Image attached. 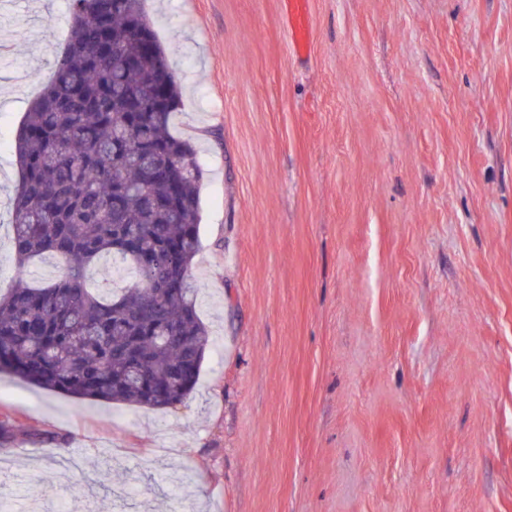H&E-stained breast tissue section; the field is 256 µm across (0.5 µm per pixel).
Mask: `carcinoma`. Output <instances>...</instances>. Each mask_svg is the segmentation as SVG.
Returning <instances> with one entry per match:
<instances>
[{
  "label": "carcinoma",
  "mask_w": 512,
  "mask_h": 512,
  "mask_svg": "<svg viewBox=\"0 0 512 512\" xmlns=\"http://www.w3.org/2000/svg\"><path fill=\"white\" fill-rule=\"evenodd\" d=\"M143 2L68 0L65 47L17 129L19 284L0 292V373L166 409L195 388L210 336L192 273L200 165L170 132L180 85ZM105 256L131 271V286L90 285ZM46 257L64 271L34 285L25 271Z\"/></svg>",
  "instance_id": "obj_1"
}]
</instances>
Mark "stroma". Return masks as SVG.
<instances>
[{
    "label": "stroma",
    "mask_w": 512,
    "mask_h": 512,
    "mask_svg": "<svg viewBox=\"0 0 512 512\" xmlns=\"http://www.w3.org/2000/svg\"><path fill=\"white\" fill-rule=\"evenodd\" d=\"M202 167L211 344L167 410L0 375L14 512H512V0H144ZM13 142L69 34L6 0ZM288 13V20L294 29L293 47L296 53H303L308 47L310 26L309 0H282Z\"/></svg>",
    "instance_id": "1"
}]
</instances>
